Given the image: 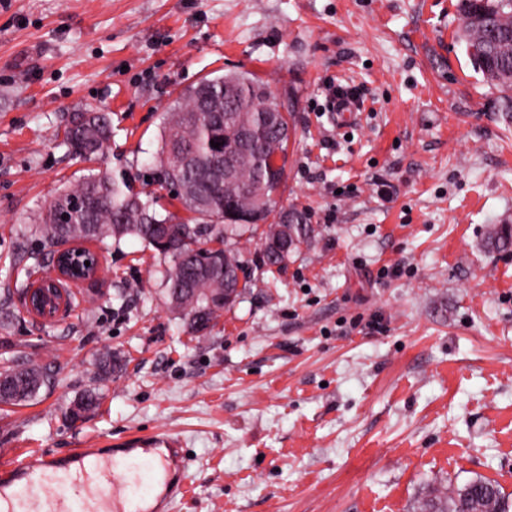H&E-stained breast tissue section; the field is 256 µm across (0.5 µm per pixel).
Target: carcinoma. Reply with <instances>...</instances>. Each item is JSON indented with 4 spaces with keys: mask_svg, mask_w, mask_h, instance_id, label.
I'll return each instance as SVG.
<instances>
[{
    "mask_svg": "<svg viewBox=\"0 0 512 512\" xmlns=\"http://www.w3.org/2000/svg\"><path fill=\"white\" fill-rule=\"evenodd\" d=\"M459 11L467 24L461 40L468 56L484 81L503 85L512 71V0H460ZM268 88L248 71L205 78L186 89L164 113L161 147L151 164L152 183L174 176L192 185L194 191L179 197L191 214L184 221L162 212L163 196L156 191L136 192L130 175L122 171L88 170L65 187L50 205L36 216L35 231L53 246L70 241L95 242L104 247L125 238H136L169 259L165 269L168 298H176L171 309L184 317L185 332L203 336L224 311V305L209 296L224 287V270L243 265L235 238L252 228L228 220L215 224L211 216L226 211L251 214L262 194L269 211L286 179V167L269 172L272 149L287 153L288 139H281L266 122L264 103ZM112 136V125L102 112L76 111L69 115L63 131V145L75 154L92 160L104 154ZM224 140V150L238 152L234 180L214 174L222 160L211 140ZM293 249L306 242L313 228L309 213L290 209ZM220 240L225 249L208 243ZM120 367L110 352L98 359L102 377ZM0 377L6 391L0 404L23 405L51 384L46 367L35 362L5 363ZM101 397L87 390L75 397L64 417L82 422L95 413ZM415 512H509L499 486L486 479H473L443 495L430 492Z\"/></svg>",
    "mask_w": 512,
    "mask_h": 512,
    "instance_id": "cac0c4a2",
    "label": "carcinoma"
}]
</instances>
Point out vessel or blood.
Instances as JSON below:
<instances>
[{
  "mask_svg": "<svg viewBox=\"0 0 512 512\" xmlns=\"http://www.w3.org/2000/svg\"><path fill=\"white\" fill-rule=\"evenodd\" d=\"M187 479L178 439L160 432L109 454L11 460L0 469V512H171Z\"/></svg>",
  "mask_w": 512,
  "mask_h": 512,
  "instance_id": "vessel-or-blood-1",
  "label": "vessel or blood"
}]
</instances>
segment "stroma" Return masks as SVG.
<instances>
[{
  "mask_svg": "<svg viewBox=\"0 0 512 512\" xmlns=\"http://www.w3.org/2000/svg\"><path fill=\"white\" fill-rule=\"evenodd\" d=\"M458 0H0V363L50 386L0 405V451L63 454L167 432L188 459L172 512H413L475 478L512 500V114L459 39ZM39 55H29L30 45ZM230 71L289 111L282 206L314 232L279 267L238 239L250 286L187 335L166 262L129 238L54 322L32 218L88 169L146 188L162 114ZM365 94L336 123L328 84ZM112 122L103 158L62 144L68 113ZM122 359L97 380L104 352ZM99 388L88 420L66 405Z\"/></svg>",
  "mask_w": 512,
  "mask_h": 512,
  "instance_id": "stroma-1",
  "label": "stroma"
}]
</instances>
